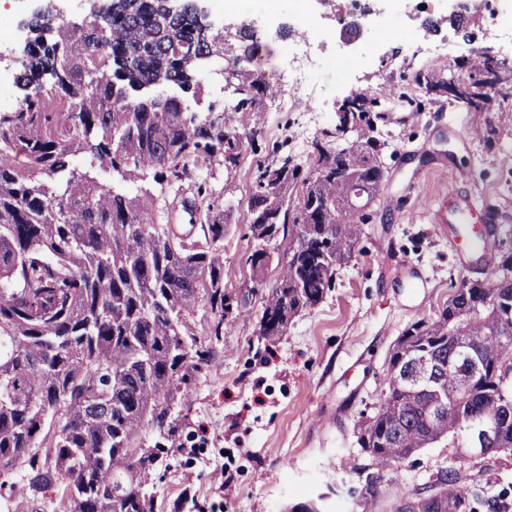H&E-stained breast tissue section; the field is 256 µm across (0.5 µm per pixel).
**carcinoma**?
Instances as JSON below:
<instances>
[{
    "label": "carcinoma",
    "mask_w": 512,
    "mask_h": 512,
    "mask_svg": "<svg viewBox=\"0 0 512 512\" xmlns=\"http://www.w3.org/2000/svg\"><path fill=\"white\" fill-rule=\"evenodd\" d=\"M22 97L0 112V478L18 472L33 494L61 491L65 512H156L152 482L157 435L179 448V410L215 349L188 322L210 306V336L224 335V214L215 210L201 169L239 164L254 139L271 81L256 66L261 42L243 29L233 62L236 104L199 112L195 74L202 57L224 58V32L194 5L119 0L78 31L51 8L27 21ZM453 96L474 112L472 134L490 138L488 92L512 98V68L480 61ZM176 87L179 94L156 93ZM193 90V103L183 94ZM357 137L339 132L313 145L305 167L281 154L257 169L249 209L253 250L288 237L281 282L268 293L258 336L273 341L289 319L316 306L350 257L365 216L384 186L376 99L352 91ZM112 174V182L97 172ZM153 174L190 198L167 203L129 186ZM189 215L190 229L174 223ZM477 260L491 274L463 277L438 314L402 334L388 362L381 398L356 424L371 459L362 512H402L405 496L383 510L385 480L417 451L465 447L463 427L491 418L486 457L512 458V277L493 262L497 242L483 235ZM488 469H450L429 482L438 497L420 512H512V483L499 490Z\"/></svg>",
    "instance_id": "cac0c4a2"
}]
</instances>
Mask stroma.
<instances>
[{"label": "stroma", "instance_id": "1", "mask_svg": "<svg viewBox=\"0 0 512 512\" xmlns=\"http://www.w3.org/2000/svg\"><path fill=\"white\" fill-rule=\"evenodd\" d=\"M255 7L256 0H224L223 9L208 7L207 19L217 28L228 19L251 24L271 74L284 65L280 49L296 14L324 28L331 15L347 11L345 0L327 6L280 0L278 18L258 22ZM376 8L358 37L335 39L319 52L313 81L301 88L306 105L263 112L238 166L215 163L203 171L224 210L230 324L215 343L208 305L198 304L189 319L199 342L213 345L218 356L195 380L179 427L182 448L158 464L162 512H289L310 499L319 500L323 512H360L357 492L370 460L357 445L355 427L380 397L390 351L408 326L434 316L461 278L477 270L465 264L453 235L431 223L428 206L441 205L451 193L470 201L503 232L501 255L512 253V121L500 120L502 111L512 110V99H491L487 118L497 128L482 141L468 134L464 106L406 80L414 70L435 69L467 81L468 61L487 48L512 60V47L496 31L498 18L512 15V0H489L471 21L469 42L449 24L447 0H378ZM391 18L408 27L429 19L436 30L411 45L372 44L373 29ZM435 43L448 44V55H433ZM340 59L350 69H339ZM391 85L424 102V111L387 98ZM356 87L368 89L384 112L377 123L387 142L383 190L367 207L361 238L338 267L333 288L318 305L293 316L275 341L258 340L263 297L279 282L288 242L279 237L269 243L272 261L262 280L252 282L245 260L253 245V173L276 150L309 163L314 142L336 125L338 103ZM458 465L452 449H422L384 491L409 494L438 470ZM58 498L55 492L32 495L14 474L0 491V512H63Z\"/></svg>", "mask_w": 512, "mask_h": 512}]
</instances>
